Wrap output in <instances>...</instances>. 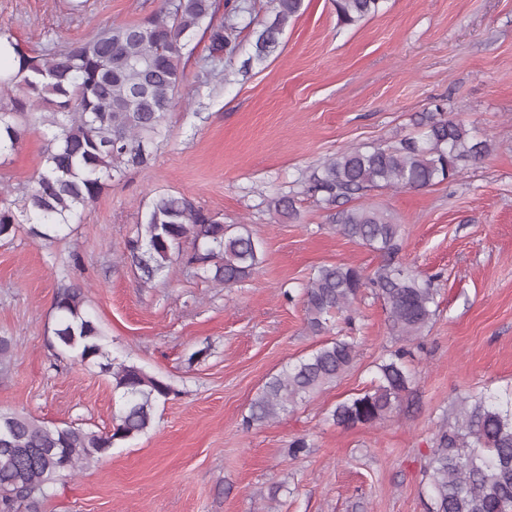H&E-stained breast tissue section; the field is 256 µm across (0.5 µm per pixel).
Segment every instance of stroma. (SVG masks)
Masks as SVG:
<instances>
[{
    "label": "stroma",
    "mask_w": 512,
    "mask_h": 512,
    "mask_svg": "<svg viewBox=\"0 0 512 512\" xmlns=\"http://www.w3.org/2000/svg\"><path fill=\"white\" fill-rule=\"evenodd\" d=\"M0 0V31L44 50L104 25L139 21L163 0ZM233 57L197 37L167 113V139L150 167L112 181L52 241L26 230L0 239V336L11 358L0 373V411L48 424L111 431L122 408L99 368L60 360L49 345L60 288H82L115 357L166 379L152 430L58 480L43 512H428L424 468L434 434L460 395L512 383V0H384L354 26L333 0H304L283 45L244 68L270 0H231ZM446 106L489 139L491 155L426 189L367 191L400 224L397 259L435 276L437 312L417 340L400 344L371 294L352 323L344 376L277 419L245 427L264 383L322 344L307 327L301 290L322 265L372 271L378 253L337 233L305 190L328 158L413 135L415 113ZM44 127L27 128L0 162V189L40 168ZM183 195L264 244L259 270L235 287L213 282L179 254L153 278L129 257L152 197ZM293 198L282 220L269 199ZM406 346L416 379L397 413L372 425L333 424L336 403L370 388L374 365ZM307 452L290 456L295 438Z\"/></svg>",
    "instance_id": "obj_1"
}]
</instances>
